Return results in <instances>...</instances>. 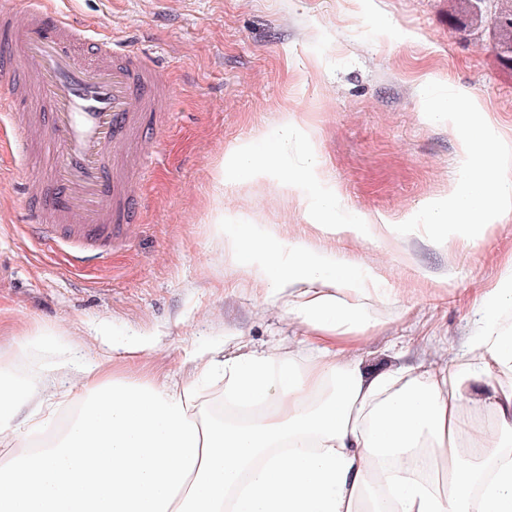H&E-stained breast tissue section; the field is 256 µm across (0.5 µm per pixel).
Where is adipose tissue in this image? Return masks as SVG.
Masks as SVG:
<instances>
[{"label":"adipose tissue","instance_id":"obj_1","mask_svg":"<svg viewBox=\"0 0 512 512\" xmlns=\"http://www.w3.org/2000/svg\"><path fill=\"white\" fill-rule=\"evenodd\" d=\"M220 230L306 326L309 357L276 348L218 365L199 351L179 382L65 359L0 370V512H512V387L473 391L512 371V279L488 294L467 369L369 373L356 351L384 296L368 271L251 224ZM62 379L80 411L55 444L27 450ZM212 379L247 419L195 407ZM485 413L494 425H477Z\"/></svg>","mask_w":512,"mask_h":512}]
</instances>
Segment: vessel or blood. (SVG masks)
<instances>
[{"instance_id":"1","label":"vessel or blood","mask_w":512,"mask_h":512,"mask_svg":"<svg viewBox=\"0 0 512 512\" xmlns=\"http://www.w3.org/2000/svg\"><path fill=\"white\" fill-rule=\"evenodd\" d=\"M16 26L0 10V115L24 132L23 112H38L43 136L28 169L27 222L36 238L71 250L75 265L106 263L135 220L153 158L138 152L149 131H161L167 100L152 60L88 39L84 30L25 0ZM22 54L36 83L13 76Z\"/></svg>"}]
</instances>
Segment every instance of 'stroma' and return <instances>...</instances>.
<instances>
[{"label": "stroma", "mask_w": 512, "mask_h": 512, "mask_svg": "<svg viewBox=\"0 0 512 512\" xmlns=\"http://www.w3.org/2000/svg\"><path fill=\"white\" fill-rule=\"evenodd\" d=\"M48 2L100 40L152 56L172 115L141 143L153 171L136 224L104 267L68 266L64 251L34 239L22 197L28 158L0 123V358L31 338L28 371L72 351L118 377L176 379L188 353L223 358L236 336L249 351L292 344L307 356L305 327L271 309L254 272L225 255L216 226L229 222L373 269L387 298L359 344L365 367H464L484 294L512 276V213L490 237L452 249L419 232L357 245L307 224L302 190L215 180L226 149L264 138L289 115L312 130L349 213L396 225L447 192L460 144L447 124L425 117L426 79L476 96L512 138V64L463 0ZM378 17L390 28L376 27ZM128 340L154 349L130 364L112 353Z\"/></svg>", "instance_id": "obj_1"}]
</instances>
